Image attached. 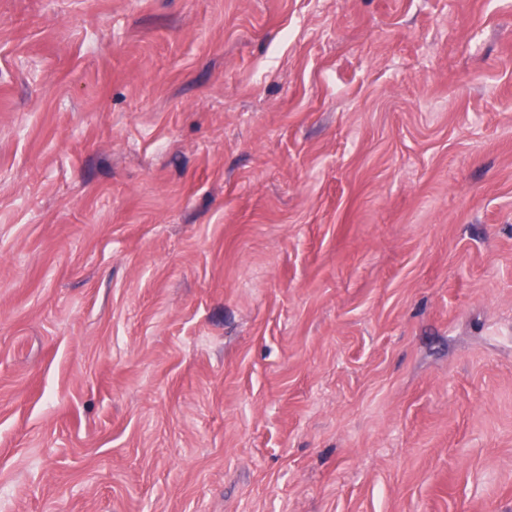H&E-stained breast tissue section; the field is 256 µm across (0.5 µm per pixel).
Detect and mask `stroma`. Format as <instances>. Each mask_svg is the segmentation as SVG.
<instances>
[{"mask_svg": "<svg viewBox=\"0 0 512 512\" xmlns=\"http://www.w3.org/2000/svg\"><path fill=\"white\" fill-rule=\"evenodd\" d=\"M0 512H512V0H0Z\"/></svg>", "mask_w": 512, "mask_h": 512, "instance_id": "35a3bbf8", "label": "stroma"}]
</instances>
